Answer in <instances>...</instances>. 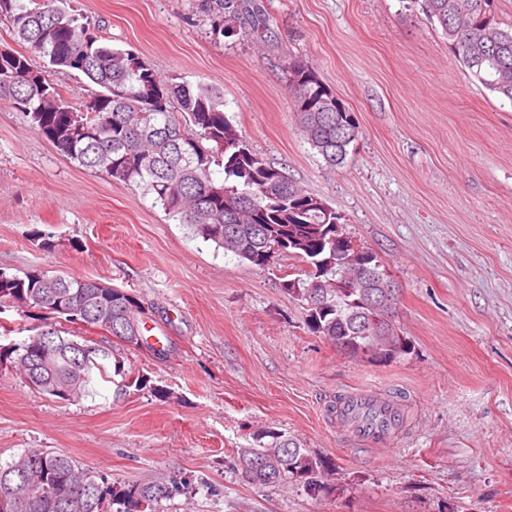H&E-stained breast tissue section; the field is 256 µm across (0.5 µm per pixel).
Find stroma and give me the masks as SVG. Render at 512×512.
<instances>
[{
	"label": "stroma",
	"mask_w": 512,
	"mask_h": 512,
	"mask_svg": "<svg viewBox=\"0 0 512 512\" xmlns=\"http://www.w3.org/2000/svg\"><path fill=\"white\" fill-rule=\"evenodd\" d=\"M253 2L270 17L261 43L246 27L214 36L212 15L189 0L70 6L159 75L219 89L251 147L336 209L344 234L389 264L408 353L368 362L313 333L281 271L239 261L63 156L0 100V269L126 289L166 350L113 340L148 388L116 379L70 402L0 369V466L44 448L116 485L191 475L165 512H512V103L468 77L417 0ZM292 59L357 119L340 168L298 129ZM43 317L4 306L0 343L23 341ZM352 390L403 408L389 446L345 439L331 409ZM274 432L331 468L327 488L247 481L238 449Z\"/></svg>",
	"instance_id": "35a3bbf8"
}]
</instances>
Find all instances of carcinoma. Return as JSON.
<instances>
[{
	"instance_id": "carcinoma-1",
	"label": "carcinoma",
	"mask_w": 512,
	"mask_h": 512,
	"mask_svg": "<svg viewBox=\"0 0 512 512\" xmlns=\"http://www.w3.org/2000/svg\"><path fill=\"white\" fill-rule=\"evenodd\" d=\"M490 0H422V10L437 24L452 55L473 82L512 103V25L503 24ZM250 0H210L218 33L230 37L247 18L261 38L269 30ZM0 25L14 41L48 60L56 70H76L98 87L91 102L74 104L49 76L34 70L26 54H0V100L10 102L28 125L50 139L60 154L89 170L104 173L150 196L171 219L189 226L241 261L273 267L285 257L305 265L299 287L289 294L306 303L307 324L353 356L390 362L391 347L400 342L393 319L371 325L378 312L360 300L378 292L361 280L354 267L338 262L336 247L340 216L330 205L308 209L313 195L299 187L279 167L256 153L224 112L222 97L206 85L192 86L173 77L163 79L131 50L112 47L99 21L71 13L67 0H0ZM492 30L497 41L482 32ZM287 85L304 139L331 169L345 163L350 143H336V104L342 100L307 64L288 63ZM223 179L214 178L215 170ZM319 279L325 287H306ZM110 285L75 279L32 268L19 276L0 269V304L9 299L22 308L49 313L33 328L36 336H68L64 323L74 318L56 309L53 298L72 299L89 315L101 308ZM143 306L133 294L112 300V335L144 331ZM82 375L77 397L92 391L97 381L112 376L132 379L141 390L147 378L131 377L106 352L74 359L61 354L55 381L61 386ZM262 448H247L239 456L245 476L260 485L299 482L323 488L325 465L292 440L274 433ZM26 477L43 484L79 467L70 456L42 448L24 454ZM88 499L93 512H165L163 501L173 490L186 488L187 477L169 482L115 486L88 471ZM145 510H138L140 503ZM16 512H74L62 496L36 495Z\"/></svg>"
}]
</instances>
